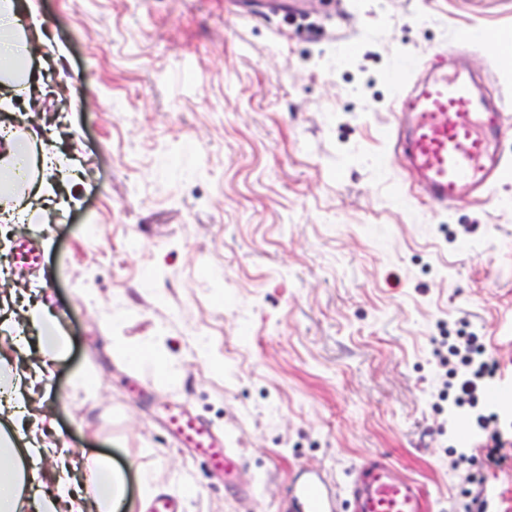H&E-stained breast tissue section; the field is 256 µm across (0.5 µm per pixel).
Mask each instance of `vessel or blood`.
I'll list each match as a JSON object with an SVG mask.
<instances>
[{
  "mask_svg": "<svg viewBox=\"0 0 512 512\" xmlns=\"http://www.w3.org/2000/svg\"><path fill=\"white\" fill-rule=\"evenodd\" d=\"M398 109L387 132L399 136L404 160L418 193L445 206L461 195L484 201L512 174L496 142L512 127V102L489 105L475 89V79L449 70L444 59H407L394 72ZM171 422L181 441L194 448L212 445L210 431L182 412ZM350 512H426L425 495L415 481L398 477L375 459L353 470L343 489ZM309 512H327V496L314 478L297 487Z\"/></svg>",
  "mask_w": 512,
  "mask_h": 512,
  "instance_id": "1",
  "label": "vessel or blood"
}]
</instances>
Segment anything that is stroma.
Masks as SVG:
<instances>
[{"label": "stroma", "mask_w": 512, "mask_h": 512, "mask_svg": "<svg viewBox=\"0 0 512 512\" xmlns=\"http://www.w3.org/2000/svg\"><path fill=\"white\" fill-rule=\"evenodd\" d=\"M33 3L29 66L49 83L0 126L30 115L80 181L0 256V300H49L69 338L47 362L25 333L29 431L63 435L74 478L108 458L132 512L162 494L250 512L257 482L268 512H306L297 480L336 489L376 454L430 512L483 489L512 512V457L451 469L467 437L432 356L464 318L512 377V177L488 203L434 206L384 133L397 64L463 28L488 38L457 65L512 99V0H309L320 26L285 42L276 16L234 23L224 0ZM145 347L166 374L129 360ZM179 410L235 449L233 474L179 446Z\"/></svg>", "instance_id": "obj_1"}]
</instances>
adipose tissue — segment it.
<instances>
[{
	"instance_id": "ef3b65f1",
	"label": "adipose tissue",
	"mask_w": 512,
	"mask_h": 512,
	"mask_svg": "<svg viewBox=\"0 0 512 512\" xmlns=\"http://www.w3.org/2000/svg\"><path fill=\"white\" fill-rule=\"evenodd\" d=\"M38 33L23 25L16 0H0V99L9 101L33 84L25 61L39 52ZM74 161L63 154H35L29 139L17 132L0 136V220L11 224L40 221L37 201L55 197L56 186L71 177ZM28 324L42 339L47 360L64 357L69 340L47 304L28 312ZM24 377L10 360L0 358V512H120L125 499L122 476L107 460H96L78 488L57 441L21 434L18 425L28 412Z\"/></svg>"
}]
</instances>
